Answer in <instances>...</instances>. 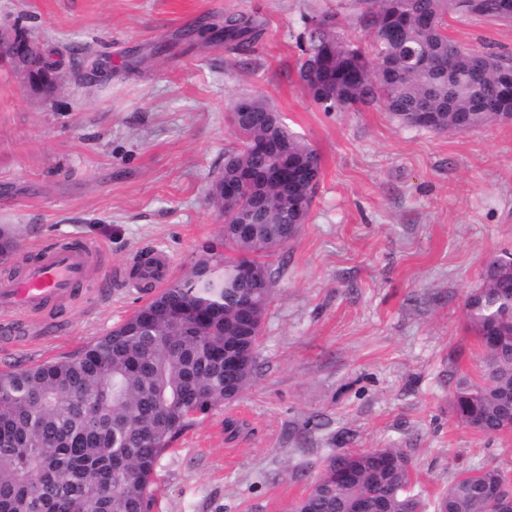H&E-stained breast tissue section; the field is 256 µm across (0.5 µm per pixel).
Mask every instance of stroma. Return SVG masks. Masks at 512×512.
Segmentation results:
<instances>
[{"label": "stroma", "instance_id": "stroma-1", "mask_svg": "<svg viewBox=\"0 0 512 512\" xmlns=\"http://www.w3.org/2000/svg\"><path fill=\"white\" fill-rule=\"evenodd\" d=\"M348 0H0L63 56L48 95L0 70V225L20 260L75 239L100 256L78 301L24 319L29 343L0 346V372L77 351L148 296L110 271L165 251L181 277L222 220L207 190L235 137L238 98H264L318 153L321 177L261 327L258 372L239 401L202 418L163 455L152 512H290L339 448H400L434 502L485 464L512 475V432L485 436L451 414L454 383L481 350L465 321L486 257L512 253V122L437 134L382 107L326 112L298 80L305 15ZM230 13L263 25L228 49ZM464 45L512 53V27L449 21ZM165 53H155L156 45ZM250 431L226 441L224 419Z\"/></svg>", "mask_w": 512, "mask_h": 512}]
</instances>
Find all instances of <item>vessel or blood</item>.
<instances>
[{
	"instance_id": "1",
	"label": "vessel or blood",
	"mask_w": 512,
	"mask_h": 512,
	"mask_svg": "<svg viewBox=\"0 0 512 512\" xmlns=\"http://www.w3.org/2000/svg\"><path fill=\"white\" fill-rule=\"evenodd\" d=\"M93 250L87 246L53 247L38 261L28 263L22 276L0 281V310L38 313L51 299L72 297L79 289ZM141 275L153 285L164 286L171 263L162 251H154L140 264Z\"/></svg>"
}]
</instances>
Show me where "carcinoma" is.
I'll return each mask as SVG.
<instances>
[{
	"mask_svg": "<svg viewBox=\"0 0 512 512\" xmlns=\"http://www.w3.org/2000/svg\"><path fill=\"white\" fill-rule=\"evenodd\" d=\"M355 28L349 33L328 8L304 19L298 74L326 112H358L381 104L404 126L436 133L457 130L461 120L482 128L512 110V77L502 68L512 56L464 47L445 33L446 19L512 24V0H352ZM262 34L248 14L224 17V41L246 49ZM480 54L487 69L477 74ZM0 63L21 64L33 76L62 66L53 49L39 57L0 51ZM253 121L235 127L237 143L225 152L242 169L224 167L207 191L209 204L228 217L224 187L263 199L265 224L253 238L234 237L224 222L188 272L170 282L111 331L77 354L0 372V512H150L151 481L166 450L218 406L242 397L258 371L259 337L241 339L226 325L252 315L263 320L275 282L268 259L296 239L292 209L304 191L305 172L317 152L281 123L284 153L256 152L266 113L261 97H246ZM281 168V179L261 182L249 174ZM19 248L14 233L0 228V253ZM249 263L256 280L239 279ZM466 320L482 352L477 379L456 380L452 412L470 431L496 435L512 430V287L484 268L482 285L466 299ZM236 349L238 368L224 370V351ZM508 475L487 464L457 478L435 501V512H512ZM414 470L397 448L343 450L324 461L293 512H424L411 490Z\"/></svg>",
	"mask_w": 512,
	"mask_h": 512,
	"instance_id": "obj_1",
	"label": "carcinoma"
}]
</instances>
